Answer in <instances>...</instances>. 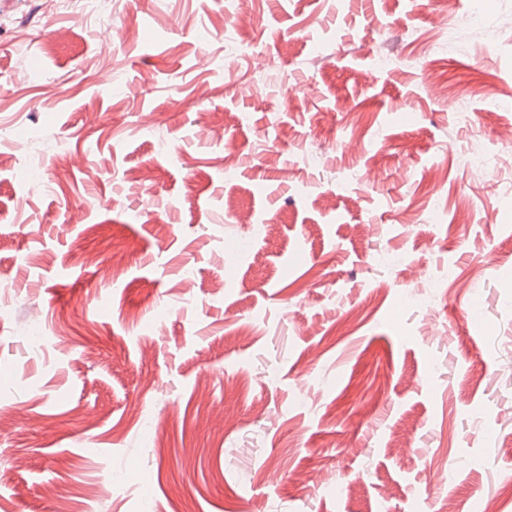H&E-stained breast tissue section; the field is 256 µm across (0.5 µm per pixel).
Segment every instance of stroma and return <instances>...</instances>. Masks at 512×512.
<instances>
[{
    "instance_id": "stroma-1",
    "label": "stroma",
    "mask_w": 512,
    "mask_h": 512,
    "mask_svg": "<svg viewBox=\"0 0 512 512\" xmlns=\"http://www.w3.org/2000/svg\"><path fill=\"white\" fill-rule=\"evenodd\" d=\"M511 128L512 0H0V512H512Z\"/></svg>"
}]
</instances>
